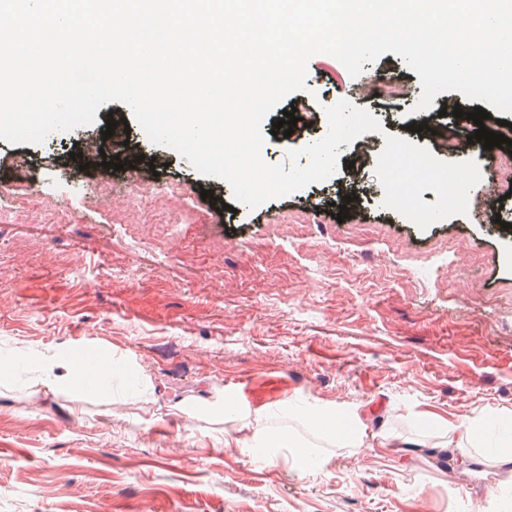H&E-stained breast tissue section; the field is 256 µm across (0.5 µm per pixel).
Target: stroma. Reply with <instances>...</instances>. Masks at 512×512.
Listing matches in <instances>:
<instances>
[{
  "label": "stroma",
  "mask_w": 512,
  "mask_h": 512,
  "mask_svg": "<svg viewBox=\"0 0 512 512\" xmlns=\"http://www.w3.org/2000/svg\"><path fill=\"white\" fill-rule=\"evenodd\" d=\"M128 111L108 102L40 145L0 139V512H512L494 446L470 473L441 446L446 424L512 415V234L498 226L512 201L473 196L467 215L418 228L381 206L377 142L358 154L345 220L333 177L232 211L225 181L133 120L129 144L158 172L63 164ZM107 181L147 223L97 203ZM165 186L176 196L156 202ZM50 200L66 222L39 219ZM82 341L112 357L91 384L57 364ZM236 388L258 406L284 389L356 407L367 434L419 446L339 449L279 416L270 426L293 425L326 463H269L245 447L246 421L208 411Z\"/></svg>",
  "instance_id": "1"
}]
</instances>
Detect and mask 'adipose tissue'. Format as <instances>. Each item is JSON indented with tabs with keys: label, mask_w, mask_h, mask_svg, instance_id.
<instances>
[{
	"label": "adipose tissue",
	"mask_w": 512,
	"mask_h": 512,
	"mask_svg": "<svg viewBox=\"0 0 512 512\" xmlns=\"http://www.w3.org/2000/svg\"><path fill=\"white\" fill-rule=\"evenodd\" d=\"M233 414L252 419L254 430L250 447L262 449L267 461H274L281 451H288L295 465L304 470L322 467L323 461L304 448L296 436L288 429L272 430L265 422L270 417L283 415L305 421L317 432L336 441L338 447L347 448L362 444L366 425L357 413H346L333 406L301 405L293 398H283L275 407H262L256 410L236 406Z\"/></svg>",
	"instance_id": "adipose-tissue-1"
}]
</instances>
